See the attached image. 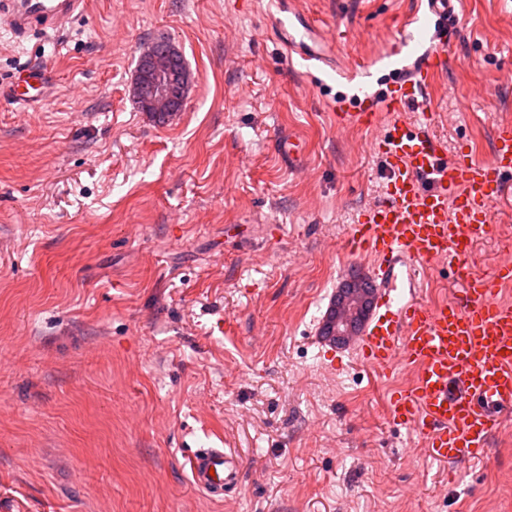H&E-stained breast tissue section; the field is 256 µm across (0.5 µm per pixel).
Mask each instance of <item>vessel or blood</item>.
I'll use <instances>...</instances> for the list:
<instances>
[{
	"mask_svg": "<svg viewBox=\"0 0 512 512\" xmlns=\"http://www.w3.org/2000/svg\"><path fill=\"white\" fill-rule=\"evenodd\" d=\"M441 22L433 43L413 57L407 74L384 95H366L357 112H341L340 125L377 129L372 143L386 169L383 198L351 225L346 247L366 258L377 301L359 336L357 351L370 367L388 372L413 366L414 383L390 397L394 418L423 442L437 461L485 458L492 435L512 410V303L498 297L512 281V255L492 271L471 264L474 243L493 232L490 211L512 181V122L493 133V159L467 145L448 152L432 132L424 94L444 70L459 34L450 19L452 0H426ZM87 0H0V22L18 36L35 29L62 32ZM289 52L323 61L313 51L319 31L297 15L277 19ZM44 65L24 69L0 85V96L25 112L49 89ZM390 122L379 125L380 113ZM437 266L462 278L458 304L426 302L414 293L420 270ZM194 484L214 494L237 484L240 465L221 448H203L189 460Z\"/></svg>",
	"mask_w": 512,
	"mask_h": 512,
	"instance_id": "obj_1",
	"label": "vessel or blood"
}]
</instances>
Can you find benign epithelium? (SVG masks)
I'll use <instances>...</instances> for the list:
<instances>
[{"mask_svg":"<svg viewBox=\"0 0 512 512\" xmlns=\"http://www.w3.org/2000/svg\"><path fill=\"white\" fill-rule=\"evenodd\" d=\"M180 53L172 38L161 32L139 51L130 95L156 121L175 116L188 99L192 79L176 69L172 60ZM376 288L361 273L353 274L336 291L320 327V335L338 347L349 346L359 336L372 309Z\"/></svg>","mask_w":512,"mask_h":512,"instance_id":"7a95c632","label":"benign epithelium"}]
</instances>
